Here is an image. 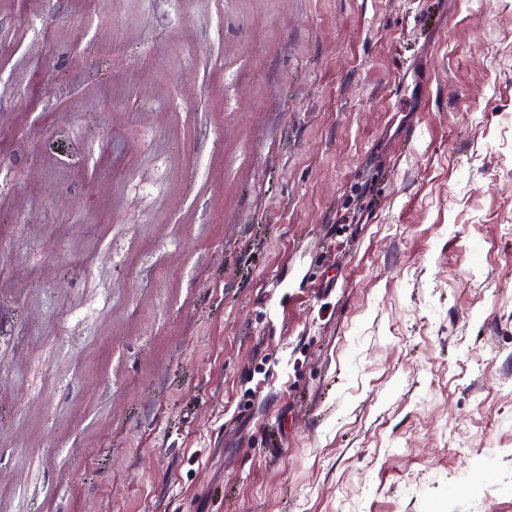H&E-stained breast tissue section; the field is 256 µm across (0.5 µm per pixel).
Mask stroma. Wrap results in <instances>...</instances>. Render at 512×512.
I'll return each mask as SVG.
<instances>
[{"label": "stroma", "instance_id": "obj_1", "mask_svg": "<svg viewBox=\"0 0 512 512\" xmlns=\"http://www.w3.org/2000/svg\"><path fill=\"white\" fill-rule=\"evenodd\" d=\"M0 512H512V0H0Z\"/></svg>", "mask_w": 512, "mask_h": 512}]
</instances>
